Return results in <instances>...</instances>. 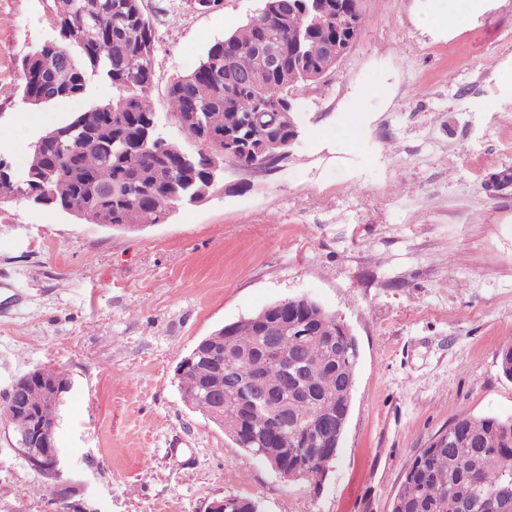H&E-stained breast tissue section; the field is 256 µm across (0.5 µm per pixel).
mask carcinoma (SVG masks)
I'll list each match as a JSON object with an SVG mask.
<instances>
[{"label":"carcinoma","instance_id":"carcinoma-1","mask_svg":"<svg viewBox=\"0 0 512 512\" xmlns=\"http://www.w3.org/2000/svg\"><path fill=\"white\" fill-rule=\"evenodd\" d=\"M325 2L306 0L303 10L300 0H265L258 16L170 83V114L197 145L189 150L151 129L155 34L143 0H54L56 37L24 57L23 100L41 107L85 96L100 81L112 98L47 129L40 151L25 162L23 197H44L90 216L91 224L129 227L163 224L172 205L205 199L224 157L251 164L271 144L288 141L292 91L335 68L329 48L337 41L355 44L360 25L316 13ZM272 42L282 47L274 70L263 63ZM265 342L251 316L201 339L194 359L180 364L183 402L227 429L238 447L271 454L290 470L331 458L349 411L357 342L346 343L336 315L305 297L288 299L269 337L288 368ZM255 383L278 393L287 421L247 402ZM23 398L54 423L55 406L40 385L28 386ZM439 436L438 447L427 445L405 467L390 512H512V418L461 417Z\"/></svg>","mask_w":512,"mask_h":512}]
</instances>
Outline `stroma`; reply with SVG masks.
I'll use <instances>...</instances> for the list:
<instances>
[{
	"instance_id": "stroma-1",
	"label": "stroma",
	"mask_w": 512,
	"mask_h": 512,
	"mask_svg": "<svg viewBox=\"0 0 512 512\" xmlns=\"http://www.w3.org/2000/svg\"><path fill=\"white\" fill-rule=\"evenodd\" d=\"M151 103L263 0H144ZM53 0H0V157L112 96L22 99V60L54 37ZM283 160L224 159L208 197L116 230L18 198L0 205V399L36 367L72 388L56 440L96 512H389L407 463L456 419L512 417V0H362L352 49L294 91ZM344 320L359 347L351 410L321 488L282 477L183 402L200 339L287 298ZM0 434V512H57Z\"/></svg>"
}]
</instances>
